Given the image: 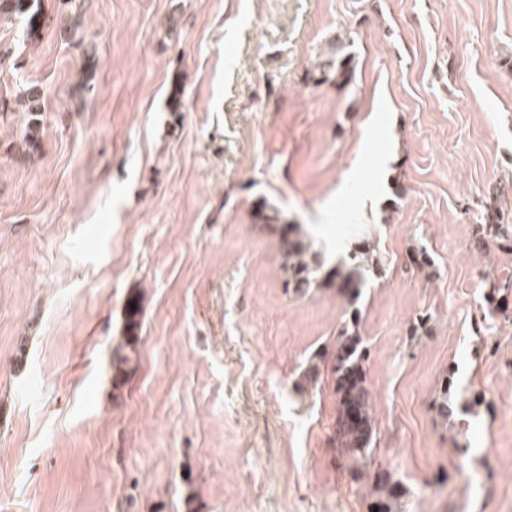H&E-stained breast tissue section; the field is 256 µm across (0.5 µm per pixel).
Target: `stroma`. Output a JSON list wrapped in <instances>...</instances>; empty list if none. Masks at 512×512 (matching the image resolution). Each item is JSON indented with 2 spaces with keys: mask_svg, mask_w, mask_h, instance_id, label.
I'll use <instances>...</instances> for the list:
<instances>
[{
  "mask_svg": "<svg viewBox=\"0 0 512 512\" xmlns=\"http://www.w3.org/2000/svg\"><path fill=\"white\" fill-rule=\"evenodd\" d=\"M340 33L345 86L318 71ZM0 52V512H370L381 472L399 512H512V323L482 288L512 247L475 239L485 198L512 218V0H33ZM266 204L387 258L360 480L330 370L300 381L350 310L286 286ZM445 381L476 414L439 420ZM135 305V309L131 308ZM140 326V298L137 295H132L128 298L125 309V323H124V340L125 344L113 356V365L116 369L117 376H122L126 373L123 366L129 365L133 358L125 353L127 348L131 353H135V345L138 339Z\"/></svg>",
  "mask_w": 512,
  "mask_h": 512,
  "instance_id": "35a3bbf8",
  "label": "stroma"
}]
</instances>
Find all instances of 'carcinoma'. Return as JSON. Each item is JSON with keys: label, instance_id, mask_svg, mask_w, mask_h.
Returning a JSON list of instances; mask_svg holds the SVG:
<instances>
[{"label": "carcinoma", "instance_id": "cac0c4a2", "mask_svg": "<svg viewBox=\"0 0 512 512\" xmlns=\"http://www.w3.org/2000/svg\"><path fill=\"white\" fill-rule=\"evenodd\" d=\"M30 9L29 0H0V16L23 15ZM346 45L342 38H336L335 58L320 65L323 77L336 75V81L347 85L354 76L353 58L343 54ZM484 209V223L476 225L475 234L480 241L497 240L502 245L512 246V224L503 222L497 199L481 204ZM289 231L281 239V269L286 277V284L292 291L304 294L310 289L325 286L327 282L322 272L327 264L323 251L313 247L307 234L300 225H288ZM386 270L385 261L379 248L368 238H360L354 243L346 256L336 260L333 273L342 285V293L350 306L355 305L372 278L381 277ZM512 287L511 281L501 283L495 276L485 275L483 288L486 299L492 301L500 289ZM140 326V298L132 295L128 298L125 309L124 340L122 348L115 352L113 365L117 375L126 373L124 366L133 358L127 352H135ZM360 313L354 312L352 319L342 325L336 338V351L333 354L331 372L335 376L336 389L339 393L338 414L350 409L356 410V423L349 426L338 425L335 429L334 442L346 450L351 467L350 472L361 477L364 470L373 464L377 441V429L374 418V404L368 388L363 363V349ZM327 354L319 352L312 355L304 372L308 382L317 380L321 367L325 366ZM434 408L438 417L446 421L454 414V406L448 400V385H442L434 399ZM400 498L399 486L393 482L388 473L379 477L371 485L370 508L377 512H396Z\"/></svg>", "mask_w": 512, "mask_h": 512}]
</instances>
